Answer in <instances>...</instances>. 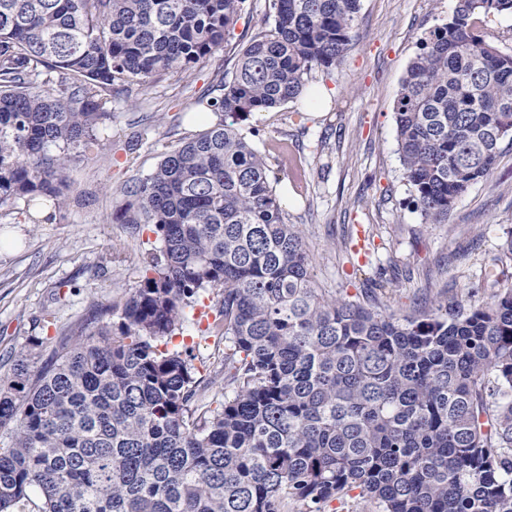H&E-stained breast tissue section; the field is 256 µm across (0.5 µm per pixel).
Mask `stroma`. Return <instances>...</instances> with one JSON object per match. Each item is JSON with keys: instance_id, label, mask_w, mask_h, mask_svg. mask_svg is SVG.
I'll use <instances>...</instances> for the list:
<instances>
[{"instance_id": "1", "label": "stroma", "mask_w": 512, "mask_h": 512, "mask_svg": "<svg viewBox=\"0 0 512 512\" xmlns=\"http://www.w3.org/2000/svg\"><path fill=\"white\" fill-rule=\"evenodd\" d=\"M456 0H360L344 61L314 69L297 100L240 122L266 159L286 223L298 225L318 287L361 298L372 279L392 280L386 312L416 314L421 293L478 307L512 286L502 245L512 233V148L470 185L441 224L425 223L396 145L394 106L418 43L452 16ZM269 0H246L223 51L188 74L148 91L113 94L106 106V148L95 160H74L69 205L51 219H29L26 202L0 210V372L32 337L52 354L60 327L95 323L97 308L137 286L140 260L160 242L149 228L133 233L112 213L128 182L204 123L195 103L232 71L241 48L265 31ZM173 345L187 346L204 400L224 397L214 360L216 337L185 323Z\"/></svg>"}]
</instances>
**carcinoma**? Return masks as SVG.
<instances>
[{
    "mask_svg": "<svg viewBox=\"0 0 512 512\" xmlns=\"http://www.w3.org/2000/svg\"><path fill=\"white\" fill-rule=\"evenodd\" d=\"M244 0H0V209L68 206L74 156L98 157L105 105L224 49ZM216 114L122 189L116 219L153 227L140 284L97 325L29 340L0 374V512H512V288L466 310L430 296L397 316L316 286L297 225L241 132L341 63L359 0H270ZM456 0L422 38L395 105L414 206L447 221L512 145V51ZM48 86L44 91L36 80ZM215 299L224 400L199 397L169 347Z\"/></svg>",
    "mask_w": 512,
    "mask_h": 512,
    "instance_id": "cac0c4a2",
    "label": "carcinoma"
}]
</instances>
